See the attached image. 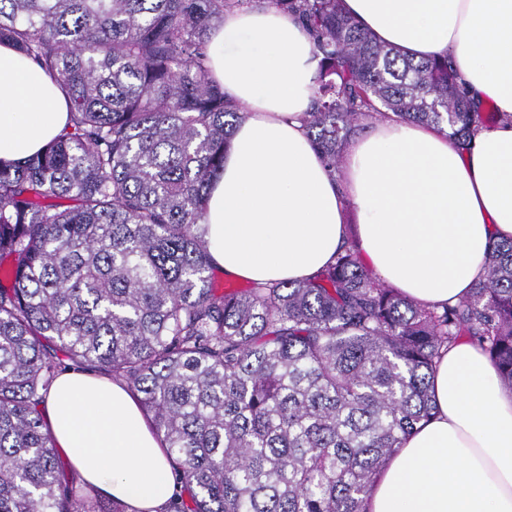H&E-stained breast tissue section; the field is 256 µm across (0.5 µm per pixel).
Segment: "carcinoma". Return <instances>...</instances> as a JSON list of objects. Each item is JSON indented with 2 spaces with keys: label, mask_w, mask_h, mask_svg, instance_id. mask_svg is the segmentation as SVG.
I'll return each instance as SVG.
<instances>
[{
  "label": "carcinoma",
  "mask_w": 512,
  "mask_h": 512,
  "mask_svg": "<svg viewBox=\"0 0 512 512\" xmlns=\"http://www.w3.org/2000/svg\"><path fill=\"white\" fill-rule=\"evenodd\" d=\"M264 4L312 35L305 123L335 169L365 120L464 147L508 118L341 0H0V43L56 81L70 114L41 152L0 165V512H126L59 471L39 405L65 360L139 396L181 485L165 512H365L433 415L448 348L476 343L512 391V241L440 307L381 283L349 246L307 281L214 287L204 203L245 113L211 79L207 43L224 11Z\"/></svg>",
  "instance_id": "obj_1"
}]
</instances>
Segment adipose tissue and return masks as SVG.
<instances>
[{"label":"adipose tissue","instance_id":"adipose-tissue-1","mask_svg":"<svg viewBox=\"0 0 512 512\" xmlns=\"http://www.w3.org/2000/svg\"><path fill=\"white\" fill-rule=\"evenodd\" d=\"M379 41L450 58L465 94L507 120L465 148L436 128L390 119L349 141L333 173L304 123L319 67L292 16L226 13L208 44L212 78L247 112L205 202L214 266L265 284L304 280L353 242L385 284L422 306L454 303L512 239V0H344ZM54 79L0 44V160L17 162L64 129ZM436 410L378 475L367 512H512V393L482 350L449 348L432 379ZM78 479L131 512H161L177 491L138 397L104 374L60 373L41 405Z\"/></svg>","mask_w":512,"mask_h":512}]
</instances>
